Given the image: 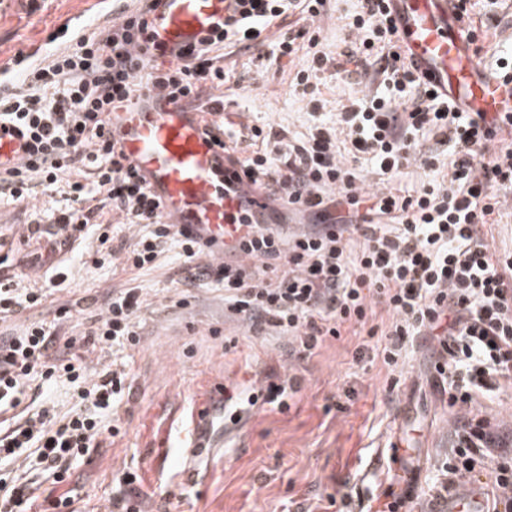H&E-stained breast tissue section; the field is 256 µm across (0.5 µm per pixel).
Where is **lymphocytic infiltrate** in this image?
Listing matches in <instances>:
<instances>
[{
	"mask_svg": "<svg viewBox=\"0 0 512 512\" xmlns=\"http://www.w3.org/2000/svg\"><path fill=\"white\" fill-rule=\"evenodd\" d=\"M331 0H240V11L221 31L196 47H150L153 0H132L126 14L104 17L64 45L37 56L21 77L0 74V121L20 128L30 152L0 173V199H30L36 187L63 194L66 204L51 215L47 234L69 247L90 226L101 227L99 245L113 255L103 214H119L138 227L126 251L128 266L152 267L166 246L183 256L178 281L208 282L224 290V305L243 324L269 326L288 337L291 357L311 358L330 339L367 327L369 341L356 359L373 356L388 372L403 365L418 337L436 342L435 367L448 383L450 406L460 413L453 444L433 487L443 495L462 478L491 469L494 512H512V448L504 447L478 407L486 393L512 388V254L490 240L493 217L512 188V114L489 120L458 111L433 93L408 61L391 0H356L348 14L342 56L327 50L318 21ZM256 50L266 56L305 52L307 64L293 78L312 111L319 73L356 64L362 97L348 99L334 121H316L303 138L251 126L256 143L240 159L247 179L270 190L289 210L308 214L307 230L282 236L269 225L250 226L241 247L244 264L206 263L205 247L176 225L165 223L157 203L107 137L109 112L144 90L212 103L229 78L224 49ZM171 58L162 67L160 58ZM416 165L445 171L441 181L414 190L371 191L367 171L389 180ZM175 292L173 307L188 305ZM51 288H19L0 280V321L41 305ZM136 289L110 293L99 317L80 339H59L47 321H34L0 336V414L18 419L0 428V460L26 457L31 466L66 484L73 461L91 457L119 429L105 412L126 389L127 375L112 370L90 377L86 353L139 343ZM390 320L377 324L378 311ZM66 353L50 357L55 343ZM65 379L78 402L60 415L28 404L34 378Z\"/></svg>",
	"mask_w": 512,
	"mask_h": 512,
	"instance_id": "f902f5d3",
	"label": "lymphocytic infiltrate"
}]
</instances>
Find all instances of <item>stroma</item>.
Here are the masks:
<instances>
[{
	"mask_svg": "<svg viewBox=\"0 0 512 512\" xmlns=\"http://www.w3.org/2000/svg\"><path fill=\"white\" fill-rule=\"evenodd\" d=\"M84 10V0H46L34 12L26 0H0V59L43 45ZM472 20L486 25L478 54L484 67L512 55V0ZM252 58L236 49L224 57L235 76L223 87L227 123L306 134L309 108L292 83L302 56L272 63L259 78ZM63 205L61 194L48 190L32 200L0 201V237L13 245L0 276H52L63 255L32 237L30 223L34 214L46 218ZM65 256V281L33 311L49 321L58 306H69L72 316L60 335L80 336L102 312L107 293L137 288L145 298L139 344L92 356L103 367L127 363L133 381L112 409L119 435L92 460L71 467L73 512H107L122 471L140 476L148 512H339L330 496L363 497L390 486L412 489L413 505L421 507L448 453V395L432 368L428 341L417 339L402 371L392 375L354 360V336L296 360L288 355L287 337L257 336L230 320L220 287L191 288L189 307L171 308L181 262L176 247H166L154 267L136 269L101 255L92 230ZM229 338L236 346L228 350ZM268 373L297 375L290 410L262 406L229 433L200 421L202 403L216 386Z\"/></svg>",
	"mask_w": 512,
	"mask_h": 512,
	"instance_id": "obj_1",
	"label": "stroma"
}]
</instances>
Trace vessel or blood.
<instances>
[{"mask_svg":"<svg viewBox=\"0 0 512 512\" xmlns=\"http://www.w3.org/2000/svg\"><path fill=\"white\" fill-rule=\"evenodd\" d=\"M411 60L428 82L468 112L512 113V82L492 76L468 39L458 0H392ZM233 0H159L151 17L153 43L166 48L198 45L222 30ZM209 113L186 102L144 92L109 116L107 131L160 204L167 223L178 225L222 258L238 256L240 225L269 223L268 191L234 176L227 154L205 132ZM28 140L14 126H0V172L27 156ZM434 512H487L482 485L457 483L432 504Z\"/></svg>","mask_w":512,"mask_h":512,"instance_id":"obj_1","label":"vessel or blood"}]
</instances>
